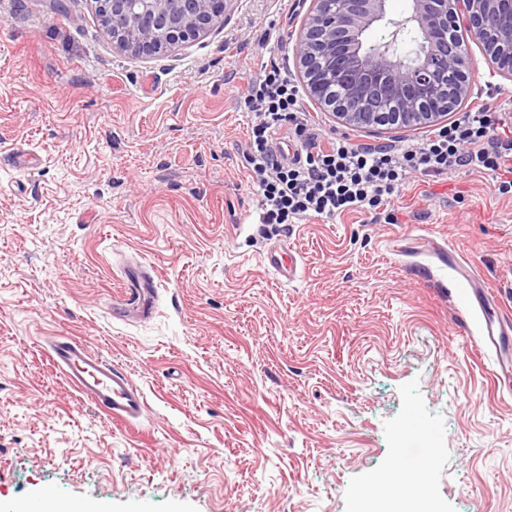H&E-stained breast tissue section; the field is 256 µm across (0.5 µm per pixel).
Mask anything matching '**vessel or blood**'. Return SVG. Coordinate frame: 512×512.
Returning a JSON list of instances; mask_svg holds the SVG:
<instances>
[{"label":"vessel or blood","instance_id":"1","mask_svg":"<svg viewBox=\"0 0 512 512\" xmlns=\"http://www.w3.org/2000/svg\"><path fill=\"white\" fill-rule=\"evenodd\" d=\"M264 262L284 282L293 281L298 274V261L293 247L276 246L264 255ZM448 267L465 286L470 304L482 311L478 335L469 342L479 348H500L503 337L512 335V316L505 314L490 298L480 279L456 258H449ZM52 361L69 386L89 399L98 409L113 419L126 423L139 420L147 401L143 392L132 382L127 370L92 350L88 342L68 337L53 341Z\"/></svg>","mask_w":512,"mask_h":512}]
</instances>
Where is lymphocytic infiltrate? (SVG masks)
Here are the masks:
<instances>
[{
    "mask_svg": "<svg viewBox=\"0 0 512 512\" xmlns=\"http://www.w3.org/2000/svg\"><path fill=\"white\" fill-rule=\"evenodd\" d=\"M240 97L253 115L242 157L263 223L283 228L369 212L398 196L416 174H485L500 194L512 193L510 101H488L403 145H371L313 134L300 86L275 62L262 63ZM282 131L295 146L293 157L275 147Z\"/></svg>",
    "mask_w": 512,
    "mask_h": 512,
    "instance_id": "f902f5d3",
    "label": "lymphocytic infiltrate"
}]
</instances>
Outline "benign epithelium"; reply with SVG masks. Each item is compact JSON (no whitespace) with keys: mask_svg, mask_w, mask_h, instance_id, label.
Returning <instances> with one entry per match:
<instances>
[{"mask_svg":"<svg viewBox=\"0 0 512 512\" xmlns=\"http://www.w3.org/2000/svg\"><path fill=\"white\" fill-rule=\"evenodd\" d=\"M122 53L149 57L189 43L224 16L226 0H96ZM386 34L367 44L377 26ZM416 47L401 51L404 35ZM512 78V0H411L402 20L386 0H310L296 54L307 90L343 123L432 126L468 96L467 39Z\"/></svg>","mask_w":512,"mask_h":512,"instance_id":"1","label":"benign epithelium"}]
</instances>
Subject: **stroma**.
I'll return each instance as SVG.
<instances>
[{"instance_id": "1", "label": "stroma", "mask_w": 512, "mask_h": 512, "mask_svg": "<svg viewBox=\"0 0 512 512\" xmlns=\"http://www.w3.org/2000/svg\"><path fill=\"white\" fill-rule=\"evenodd\" d=\"M310 0H228L196 41L116 52L94 0H0V512L43 497L106 512H362L382 475L422 470L427 512H512V381L466 343L478 311L446 252L512 311V195L457 171L411 179L376 217L263 232L237 89L275 45L295 80ZM468 105L503 93L469 45ZM319 135L406 143L420 128ZM286 241L299 274L263 262ZM159 269L121 320L129 267ZM85 339L147 400L113 421L52 365ZM425 431V447L415 434ZM438 451L427 459V449Z\"/></svg>"}]
</instances>
